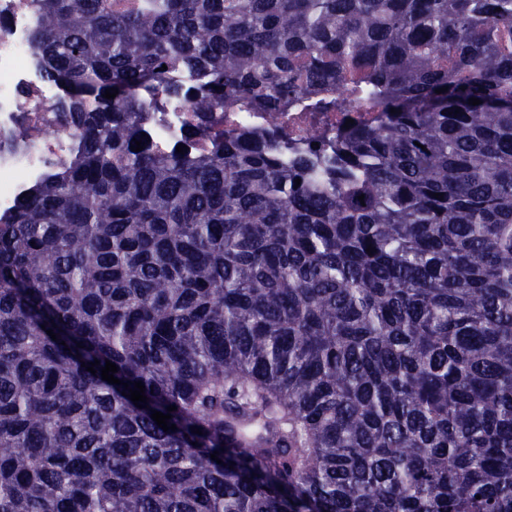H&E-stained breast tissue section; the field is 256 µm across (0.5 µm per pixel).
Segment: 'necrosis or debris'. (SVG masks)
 <instances>
[{
    "label": "necrosis or debris",
    "mask_w": 512,
    "mask_h": 512,
    "mask_svg": "<svg viewBox=\"0 0 512 512\" xmlns=\"http://www.w3.org/2000/svg\"><path fill=\"white\" fill-rule=\"evenodd\" d=\"M36 0H0V213L9 211L54 165L74 155L80 142L58 136V94L44 82L31 49ZM25 111H18V104ZM190 115L178 100L151 113L146 123L154 148L170 152L181 144Z\"/></svg>",
    "instance_id": "necrosis-or-debris-1"
}]
</instances>
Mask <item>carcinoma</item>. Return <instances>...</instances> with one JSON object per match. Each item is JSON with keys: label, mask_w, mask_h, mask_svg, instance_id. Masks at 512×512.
Returning a JSON list of instances; mask_svg holds the SVG:
<instances>
[{"label": "carcinoma", "mask_w": 512, "mask_h": 512, "mask_svg": "<svg viewBox=\"0 0 512 512\" xmlns=\"http://www.w3.org/2000/svg\"><path fill=\"white\" fill-rule=\"evenodd\" d=\"M38 11L81 149L0 215V512H512V0ZM190 113L185 112L182 104L175 99L169 100L164 110L151 112L146 129L156 150L168 153L183 144V127L189 121ZM285 120H288V129L301 128L307 129L313 124H319L321 121H326L330 129L336 131V120L339 122L344 119L343 113L363 114V115H376L380 112H282ZM325 113V114H315Z\"/></svg>", "instance_id": "1"}]
</instances>
